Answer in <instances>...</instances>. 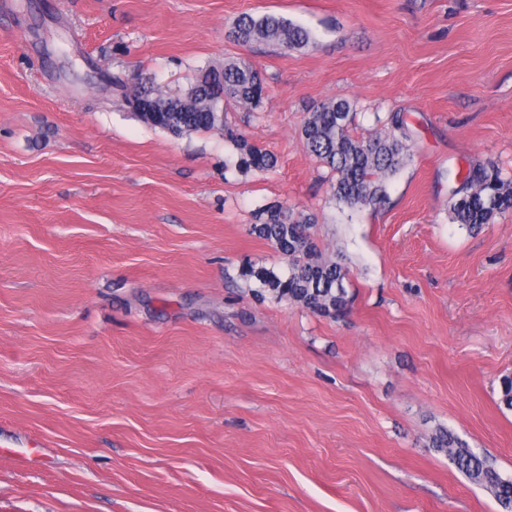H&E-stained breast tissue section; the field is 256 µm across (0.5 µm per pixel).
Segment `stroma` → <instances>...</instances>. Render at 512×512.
Wrapping results in <instances>:
<instances>
[{"instance_id": "stroma-1", "label": "stroma", "mask_w": 512, "mask_h": 512, "mask_svg": "<svg viewBox=\"0 0 512 512\" xmlns=\"http://www.w3.org/2000/svg\"><path fill=\"white\" fill-rule=\"evenodd\" d=\"M244 13L313 41L234 42ZM227 60L267 79L224 122L270 171L123 99ZM331 99L407 126L380 204L303 146ZM478 167L512 180V0H0V512H501L431 441L512 477V209H450ZM276 203L347 266L345 316L251 295L288 265L251 232ZM240 151L239 168L243 171L267 172L276 165L274 155L245 142H237Z\"/></svg>"}]
</instances>
